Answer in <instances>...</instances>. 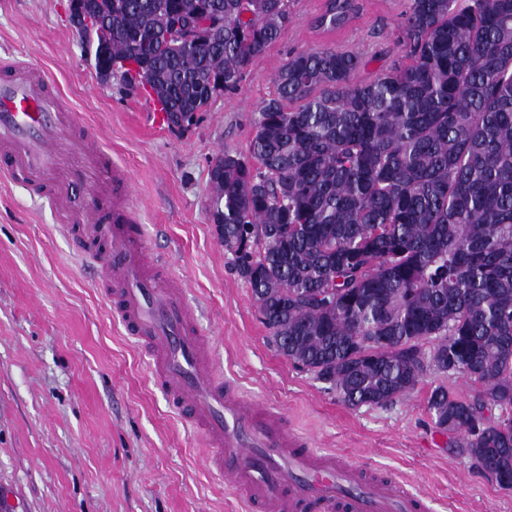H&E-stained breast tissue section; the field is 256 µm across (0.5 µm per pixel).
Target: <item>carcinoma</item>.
Segmentation results:
<instances>
[{
  "instance_id": "1",
  "label": "carcinoma",
  "mask_w": 512,
  "mask_h": 512,
  "mask_svg": "<svg viewBox=\"0 0 512 512\" xmlns=\"http://www.w3.org/2000/svg\"><path fill=\"white\" fill-rule=\"evenodd\" d=\"M356 11L325 0L314 28ZM288 16L289 0H112L93 38L180 127ZM397 41L369 82L353 52L289 56L250 156L212 161V211L274 346L346 405H389L428 371L481 385H438L427 408L511 492L512 417L490 411H512V0H406Z\"/></svg>"
}]
</instances>
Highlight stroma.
I'll return each mask as SVG.
<instances>
[{"label": "stroma", "instance_id": "obj_1", "mask_svg": "<svg viewBox=\"0 0 512 512\" xmlns=\"http://www.w3.org/2000/svg\"><path fill=\"white\" fill-rule=\"evenodd\" d=\"M357 2L346 27L324 33L312 26L324 0H292L282 38L238 89L180 129L156 127L143 94L99 78L69 23L68 0H0V58L43 67L113 162L132 172L137 222L185 282L223 380L286 409L316 449L400 478L430 512H512V491L458 454L427 410L434 386L468 395L474 384L430 371L392 405L348 407L273 345L211 220V162L248 155L255 114L276 96L291 54L357 52L362 81L396 58L405 0ZM76 237L26 187L0 181V512H245L113 319Z\"/></svg>", "mask_w": 512, "mask_h": 512}]
</instances>
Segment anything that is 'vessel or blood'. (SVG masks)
<instances>
[{"mask_svg": "<svg viewBox=\"0 0 512 512\" xmlns=\"http://www.w3.org/2000/svg\"><path fill=\"white\" fill-rule=\"evenodd\" d=\"M41 66L0 64V179L50 201L63 227H83L80 250L128 336L182 422L204 437L209 465L250 512H425L424 497L356 461L316 450L286 415L217 376L184 283L142 237L131 178ZM82 173L92 202L73 200Z\"/></svg>", "mask_w": 512, "mask_h": 512, "instance_id": "obj_1", "label": "vessel or blood"}]
</instances>
